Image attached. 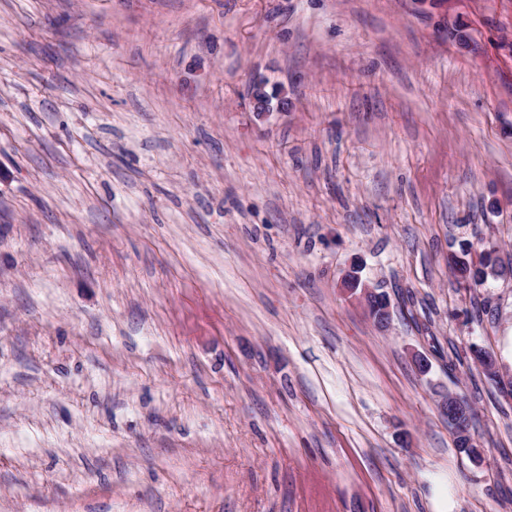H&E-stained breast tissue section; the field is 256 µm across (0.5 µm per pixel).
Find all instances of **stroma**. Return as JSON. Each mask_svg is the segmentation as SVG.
<instances>
[{"label":"stroma","instance_id":"1","mask_svg":"<svg viewBox=\"0 0 512 512\" xmlns=\"http://www.w3.org/2000/svg\"><path fill=\"white\" fill-rule=\"evenodd\" d=\"M510 379L512 0H0V512H512ZM341 288L347 294L361 299L368 308L375 325L384 329L388 326L391 316L390 301L386 294L378 293L370 288L359 275V269L353 265L342 277ZM468 406L461 398L452 395L448 396V399L443 403L442 411L448 417V422L453 425L455 433H459L460 436L466 438L467 444H470L471 433L465 428V425L469 422L470 418L472 419L470 411L471 408Z\"/></svg>","mask_w":512,"mask_h":512}]
</instances>
